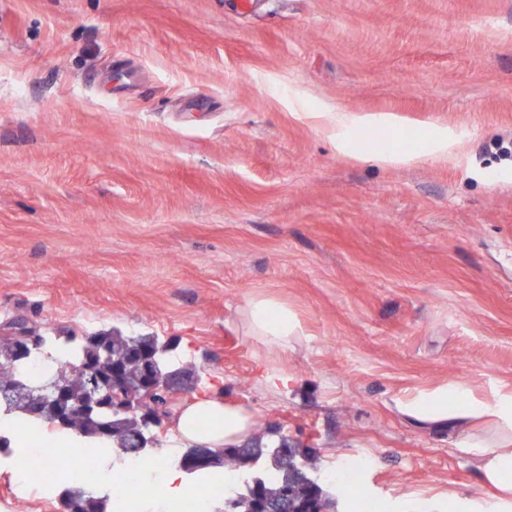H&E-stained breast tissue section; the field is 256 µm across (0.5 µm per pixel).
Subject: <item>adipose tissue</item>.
Listing matches in <instances>:
<instances>
[{
	"instance_id": "obj_1",
	"label": "adipose tissue",
	"mask_w": 512,
	"mask_h": 512,
	"mask_svg": "<svg viewBox=\"0 0 512 512\" xmlns=\"http://www.w3.org/2000/svg\"><path fill=\"white\" fill-rule=\"evenodd\" d=\"M248 317L255 335L268 342L288 347L297 322L287 308L270 300L250 302ZM411 412L419 419L445 422L460 416H494L499 424L497 437L477 440L466 437L467 447L478 449L484 479L509 498L508 503L495 505L492 512H512V391L500 394L495 400L483 402L471 398L457 387H442L424 399L410 403ZM207 417L209 427L197 426L198 417ZM23 417L17 413H0V431L10 436L14 453L6 467L12 476L29 471L30 448L41 444V437L32 435L22 425ZM252 418L238 407L224 405L216 399L187 404L176 419L178 435L175 447L205 446L221 449L238 444L249 431Z\"/></svg>"
}]
</instances>
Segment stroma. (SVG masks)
<instances>
[{"label": "stroma", "mask_w": 512, "mask_h": 512, "mask_svg": "<svg viewBox=\"0 0 512 512\" xmlns=\"http://www.w3.org/2000/svg\"><path fill=\"white\" fill-rule=\"evenodd\" d=\"M240 2L0 0V326L171 341L201 383L159 451L215 398L332 512H483L491 420L405 407L512 390V0ZM36 486L0 472V512H59ZM248 317L255 336L287 348L297 328L295 317L287 308L270 300L252 301Z\"/></svg>", "instance_id": "35a3bbf8"}]
</instances>
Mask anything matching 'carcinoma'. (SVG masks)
<instances>
[{"label":"carcinoma","instance_id":"1","mask_svg":"<svg viewBox=\"0 0 512 512\" xmlns=\"http://www.w3.org/2000/svg\"><path fill=\"white\" fill-rule=\"evenodd\" d=\"M32 341L37 352L60 355L58 363L50 374L42 376L30 369V362L19 364L13 354L18 345ZM158 342L151 335L127 336L118 330H100L85 336H44L29 328L19 331L13 327L0 336V407L8 412L19 410L26 415L65 432H77L92 435L102 441L101 447L88 451L87 462L97 469L96 459L110 453L117 457L131 455L144 457L146 453L137 447L136 435L143 428L142 414L128 415L102 429L96 421L81 411L87 395L102 379L109 377L112 363H126L127 390L130 397H139V379L141 368L134 356ZM61 377L67 385L68 404L71 412L65 424H59L56 407L43 400L34 380L46 381L51 377ZM272 449L264 447V441L255 442L253 453L244 454L238 448H224L213 451L210 464L191 472L198 479L207 475V470L222 467L224 470L245 473L242 484L224 494L230 500L243 484L254 479L261 484L267 497L276 498L288 489L294 503H325L328 495L314 481L299 479L295 472L300 461L293 452L277 453L270 456ZM98 482L83 479V484L64 490L68 512H106L109 506L107 496L96 492Z\"/></svg>","mask_w":512,"mask_h":512}]
</instances>
